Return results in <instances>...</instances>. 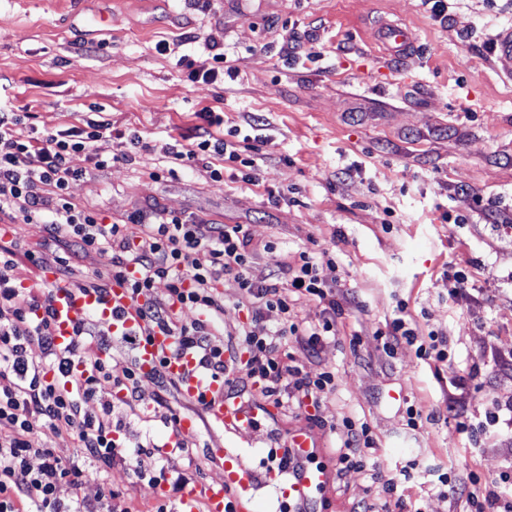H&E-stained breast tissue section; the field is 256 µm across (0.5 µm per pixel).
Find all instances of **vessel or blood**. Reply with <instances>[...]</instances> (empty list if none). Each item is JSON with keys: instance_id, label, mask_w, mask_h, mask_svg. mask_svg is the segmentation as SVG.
<instances>
[{"instance_id": "vessel-or-blood-1", "label": "vessel or blood", "mask_w": 512, "mask_h": 512, "mask_svg": "<svg viewBox=\"0 0 512 512\" xmlns=\"http://www.w3.org/2000/svg\"><path fill=\"white\" fill-rule=\"evenodd\" d=\"M380 37L395 54L409 46L407 31L398 25L384 26ZM491 56L497 70L512 78V26L503 27L493 38ZM45 283L54 287L52 305L55 310L56 336L60 344H69L73 325L88 314L98 316L117 336L140 335L136 362L140 371L148 373L164 366L167 375L175 381L180 399L193 408L192 414L180 417L167 446L178 449L183 440L193 436L197 418H204L214 427L238 434L253 428L257 412L240 399L227 395L223 380L212 378L205 370L200 354L192 349L173 350L172 333L147 329L139 312V304L131 297L129 283L113 281L106 294L84 292L76 288L54 286L53 273L43 275ZM288 446L298 459L311 455L314 448L309 429L300 428L288 434ZM253 476L239 464L235 453H224V476L184 491L180 498V512H256L247 489ZM327 470L322 466L305 464L294 473L282 496L299 503L312 499L327 486Z\"/></svg>"}]
</instances>
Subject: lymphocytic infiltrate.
<instances>
[{"instance_id":"obj_1","label":"lymphocytic infiltrate","mask_w":512,"mask_h":512,"mask_svg":"<svg viewBox=\"0 0 512 512\" xmlns=\"http://www.w3.org/2000/svg\"><path fill=\"white\" fill-rule=\"evenodd\" d=\"M196 117L191 141H175L168 155L183 166L202 167L214 180L223 176L222 163H236L244 169L243 181L259 184L252 137L244 136L238 145L227 143L217 131L222 123L218 113L206 108ZM32 118V113L0 106V223L38 224L45 233L41 252L0 237V512H128L107 484L118 463L131 466L139 480L167 483L172 498L190 481L183 472L168 475L148 445L139 442L130 448L115 439L125 428L128 410L143 401L142 374L132 365L113 376L108 356L117 344L135 348L136 337L114 336L89 315L76 324L69 346L57 344L50 285L18 282L19 258L52 268L56 283L99 294L106 293L112 279L135 268L129 288L141 300L147 323L173 332L180 346L199 351L211 375L236 376L238 384L258 386L265 399L278 403L288 395L316 403L334 389L333 372L309 377L286 364L281 351L290 338L312 352L336 338L345 308L338 290L323 276L324 269L335 266V253L301 251L296 267L277 263L269 281L260 284L251 274L244 225L212 224L167 207L131 213L120 224L101 223L70 197L71 183L87 175L71 159L82 153L91 167H108L93 144L111 136V122L90 119L45 133L33 126ZM34 154L40 159L36 166L29 162ZM93 252L111 253L110 266L83 268L80 258ZM227 279L236 288L237 306L247 311L236 342L237 350L248 355L240 376L224 356L220 328L224 294L219 287ZM161 281L166 292L160 297L155 285ZM305 300L322 305L318 323L299 321L295 307ZM186 309L196 312V319L184 321ZM380 335L386 350L406 344L436 365L452 359L445 340L421 333L408 318L405 303L397 304L395 317ZM115 386L125 392L119 406L112 401ZM453 418L457 430L474 444L491 428L512 426V399L494 400L478 423L459 410ZM64 436L71 447H55V440ZM37 438L42 441L38 447L33 444ZM89 474L101 483L92 499L79 492ZM437 482L446 495L465 496L468 512H512V466L492 480H474L466 491L446 473ZM65 484L73 489L66 501L60 497Z\"/></svg>"}]
</instances>
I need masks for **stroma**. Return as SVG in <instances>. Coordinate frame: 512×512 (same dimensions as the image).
<instances>
[{
    "mask_svg": "<svg viewBox=\"0 0 512 512\" xmlns=\"http://www.w3.org/2000/svg\"><path fill=\"white\" fill-rule=\"evenodd\" d=\"M447 3L439 18L424 0H0V95L15 111L33 113L50 132L101 113L116 133L95 143L103 156L120 153L119 133L133 128L151 146L73 182L79 207L105 224L165 206L246 225L259 281L274 260L333 249L337 265L323 275L356 303L338 341L317 356L285 346L309 376L335 372L319 406L273 405L257 427L208 429L185 453L166 449L160 413L131 412L128 438L151 444L159 465L195 463L199 484L224 475L210 449H234L270 512L281 507L265 483L278 466L270 451L299 427H310L330 473L311 512H364L392 494L423 512H464V501L440 496L429 470L465 484L470 473L491 479L512 465V429H491L471 446L446 412L455 402L479 421L492 393L512 392L489 355L512 350V234L503 231L512 225V79L489 64L494 35L512 24V0ZM384 21L406 28L410 55L396 57L378 40ZM216 53L236 69L218 83L192 81L179 63ZM205 107L219 108L224 130L258 136L260 185L244 182L232 163L215 181L168 158L166 143ZM154 169L163 177L150 178ZM451 262L469 265L485 296L450 298L443 272ZM400 300L424 331L447 340L453 360L440 374L414 347L383 351L376 331ZM471 366L487 370L485 390L455 387ZM411 404L424 417L416 430L404 419ZM347 417L367 424L376 442L367 470L338 464L341 436L331 427ZM374 465L394 480L393 493L372 479ZM109 482L131 512L164 499L162 486L121 466Z\"/></svg>",
    "mask_w": 512,
    "mask_h": 512,
    "instance_id": "1",
    "label": "stroma"
}]
</instances>
